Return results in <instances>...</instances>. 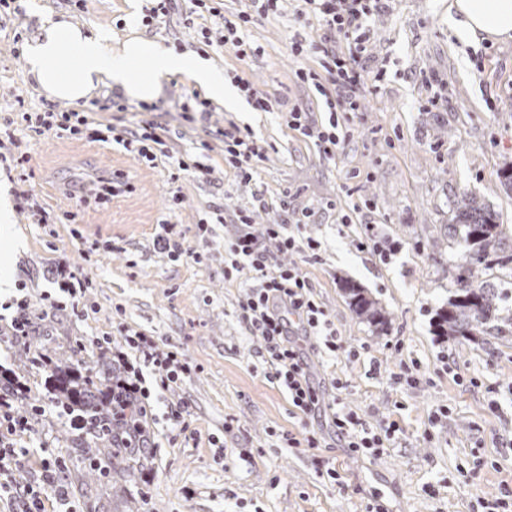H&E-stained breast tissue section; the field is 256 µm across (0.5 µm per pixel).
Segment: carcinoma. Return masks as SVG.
Wrapping results in <instances>:
<instances>
[{
  "mask_svg": "<svg viewBox=\"0 0 512 512\" xmlns=\"http://www.w3.org/2000/svg\"><path fill=\"white\" fill-rule=\"evenodd\" d=\"M453 223L448 225L450 247L460 246L448 260V302L434 316L435 333L448 339L476 340L491 330L512 326V306H504L503 289L512 286V230L497 222L483 201L464 194L453 201ZM354 314L382 329L385 310L364 289L343 282ZM47 391L66 434L82 452L83 469L61 476L62 485L90 478L108 495L120 480L130 481L152 462V449L138 447L149 437L140 406L116 388L118 374L104 349L91 364L67 359L46 364ZM16 406L31 418L40 411L35 399L22 391Z\"/></svg>",
  "mask_w": 512,
  "mask_h": 512,
  "instance_id": "carcinoma-1",
  "label": "carcinoma"
}]
</instances>
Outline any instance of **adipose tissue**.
I'll list each match as a JSON object with an SVG mask.
<instances>
[{
  "label": "adipose tissue",
  "mask_w": 512,
  "mask_h": 512,
  "mask_svg": "<svg viewBox=\"0 0 512 512\" xmlns=\"http://www.w3.org/2000/svg\"><path fill=\"white\" fill-rule=\"evenodd\" d=\"M449 10L463 37L512 40V0H451ZM24 55L29 75L55 101L86 100L105 86L126 98L152 102L163 80L178 73L189 75L216 102L225 96L224 74L213 61L162 47L137 31L111 44L94 30L44 18Z\"/></svg>",
  "instance_id": "obj_1"
}]
</instances>
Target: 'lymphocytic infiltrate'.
I'll return each instance as SVG.
<instances>
[{
    "mask_svg": "<svg viewBox=\"0 0 512 512\" xmlns=\"http://www.w3.org/2000/svg\"><path fill=\"white\" fill-rule=\"evenodd\" d=\"M387 0H302V16L315 19L330 34L344 42V49L336 44H305L301 36H293L291 51L302 55L303 51L318 54L319 69L301 68L297 78L324 98L329 111L328 121L317 124L307 112L294 106L288 109L286 121L290 128L305 137L314 139L324 155L333 156L345 143L337 133L339 115L343 112H359L364 107L363 89L366 71L361 59L371 37L373 17L384 10ZM22 119L29 132L35 136L63 133L76 136L89 131L92 141L115 142L122 146H136L138 156L153 159L151 145L161 144L162 138L153 123L141 122L136 128L119 129L113 126L91 128L86 113L58 112L45 108L40 112L23 113ZM265 151L254 139L252 132L231 127L224 132V160L235 169L241 181L248 182ZM309 215H302L292 224H270L265 236L252 230V218L236 213L231 219L233 234L224 241L227 256L225 274L249 271L251 283L241 304L243 317L251 333L261 339L263 350L275 367L274 377L287 390L288 400L304 416L313 417L323 411H331L334 432L344 447L370 457L379 456L390 447L395 438V424H383L378 429L367 428L354 411L337 413L335 398L324 397L312 381L306 355L297 342V332L305 336H321L325 313L315 301L309 280L301 264L316 258L318 244L307 237L305 228ZM276 241V249H269L268 241ZM294 255L289 265H281L278 253ZM124 343L136 352L137 363L125 364L126 378L119 380L120 390L145 400L147 393L141 388L143 368H151L161 388H168L179 375L188 373L187 363L177 353L161 352L152 337L137 332L123 337ZM28 451L0 439V495L5 494L20 506V512H44V500L54 496L61 512H74L65 493H62L55 476L58 469L56 458L47 456L42 461V486L20 484L15 474L23 465Z\"/></svg>",
    "mask_w": 512,
    "mask_h": 512,
    "instance_id": "1",
    "label": "lymphocytic infiltrate"
}]
</instances>
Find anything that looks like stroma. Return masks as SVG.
I'll return each mask as SVG.
<instances>
[{
	"mask_svg": "<svg viewBox=\"0 0 512 512\" xmlns=\"http://www.w3.org/2000/svg\"><path fill=\"white\" fill-rule=\"evenodd\" d=\"M144 0H22L0 27V195L12 203V221L0 223V306L30 303L31 333L11 336L0 323V370L23 380L41 401L42 420L10 436L31 455L19 482L39 479L40 458L51 453L68 468L78 460L55 421L46 371L30 349L44 347L89 360L96 348L125 351L123 330L152 336L159 351L176 352L190 371L169 389L150 391L147 423L154 459L142 478L119 482L98 496L78 485L70 498L78 512H486L485 498L512 487V327L476 341L435 336L432 318L448 300L446 228L454 196L476 194L512 228V191L498 172L512 160V41L472 43L448 18V0H391L376 15L364 66L373 79L365 108L345 115L342 151L324 159L313 139L288 127L283 111L299 106L325 118L322 98L300 83L299 65L318 68L316 55L296 59L294 34L320 42L326 30L300 18L298 0L257 15L251 0H216L221 15H248L244 36L259 47L240 59L230 48L207 49L226 80L248 78L281 104L278 112L238 110L211 103L184 114L180 106L196 83L177 74L163 82L151 110L140 102L113 108L116 91L102 90L78 108L94 123L123 127L153 122L164 140L146 161L123 146L84 138L30 137L22 115L47 103L27 73L15 39H27L41 16L67 18L119 37L136 28L165 46L201 48L216 18L201 11L172 12L164 25H144ZM250 129L266 149L250 182L224 162V128ZM28 153L25 165L16 162ZM189 154L200 173L179 171ZM104 176L113 196L75 206L67 186ZM30 191L27 205L21 191ZM245 211L256 230L291 223L311 212L307 233L320 242L303 269L315 301L345 349L311 351L317 382L334 390L337 408H350L370 427L396 423L391 448L370 459L340 447L328 418L315 419L319 447H289L303 438L302 419L288 393L272 380L242 316L248 272L224 277V238L216 219ZM174 225L179 255L155 240ZM396 248L391 264L372 249H357L367 225ZM79 269L85 289L77 307L57 308L52 272ZM365 288L389 316L384 329L352 312L343 281ZM418 363L422 383L395 384L400 365ZM445 405L447 417L429 421ZM343 476L331 484L326 470Z\"/></svg>",
	"mask_w": 512,
	"mask_h": 512,
	"instance_id": "1",
	"label": "stroma"
}]
</instances>
